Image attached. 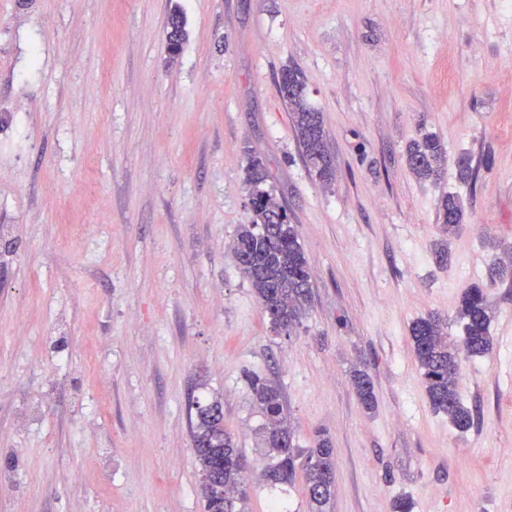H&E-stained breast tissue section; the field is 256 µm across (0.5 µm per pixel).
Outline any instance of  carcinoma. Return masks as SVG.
Returning a JSON list of instances; mask_svg holds the SVG:
<instances>
[{"label":"carcinoma","mask_w":512,"mask_h":512,"mask_svg":"<svg viewBox=\"0 0 512 512\" xmlns=\"http://www.w3.org/2000/svg\"><path fill=\"white\" fill-rule=\"evenodd\" d=\"M169 28L167 48L174 55L186 37L182 17L172 15ZM280 79L288 83V89L279 95L292 112L304 162L319 181L330 183L335 177V168L320 113L307 106L304 95L295 93L297 89H305L303 75L296 68L285 67ZM405 162L418 178L436 180L447 164V152L438 136L427 133L408 146ZM456 167L461 183L474 181L475 171L467 156L458 157ZM268 178L263 160L249 156L250 222L239 225L230 250L272 324L290 331L300 323L312 303V275L295 228L288 223L287 212H279L281 206L269 191L262 188ZM463 216V205L457 194L450 192L441 199L439 220L444 234H457ZM503 253L507 254L508 260L496 257L488 267V278L492 283L512 280V247H504ZM457 318L463 329L460 346L448 342V324L434 315L414 321L411 338L432 410L446 415L454 429L465 432L473 427L475 415L457 392L460 354L483 357L493 348L490 330L493 313L481 286L474 284L463 292ZM352 380L363 407L373 410L376 397L368 374L357 371ZM252 386L255 401L265 419L262 437L270 458L261 476L276 486L291 485L297 475H303L310 512H327L335 489V449L331 439L319 433L314 447H299L288 423V412L279 388L259 378L253 380ZM192 441L201 472L211 473V479L201 483L205 512H245L246 477L242 455L233 437L224 430V415L218 404L197 406Z\"/></svg>","instance_id":"1"}]
</instances>
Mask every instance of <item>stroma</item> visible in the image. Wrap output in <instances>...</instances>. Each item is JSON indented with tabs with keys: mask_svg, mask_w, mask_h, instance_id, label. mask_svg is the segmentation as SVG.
Returning a JSON list of instances; mask_svg holds the SVG:
<instances>
[{
	"mask_svg": "<svg viewBox=\"0 0 512 512\" xmlns=\"http://www.w3.org/2000/svg\"><path fill=\"white\" fill-rule=\"evenodd\" d=\"M180 13L187 36L166 47ZM297 68L336 166L306 167L276 89ZM436 134L439 180L407 168ZM262 157L314 300L274 328L228 246ZM468 155L474 184L457 179ZM463 226L444 239L442 196ZM512 10L502 0H0V512H204L188 403H219L250 465L276 384L300 447L336 452L329 512H512ZM484 285L493 350L462 359L465 433L435 413L412 350ZM365 371V410L352 383ZM82 472L80 482L71 475ZM302 482H252L246 512ZM352 380L356 394L363 407L368 411L373 410L376 397L368 374L363 371H357L354 373Z\"/></svg>",
	"mask_w": 512,
	"mask_h": 512,
	"instance_id": "1",
	"label": "stroma"
}]
</instances>
